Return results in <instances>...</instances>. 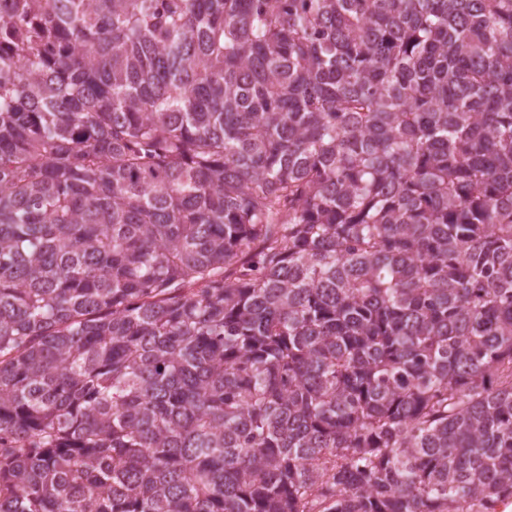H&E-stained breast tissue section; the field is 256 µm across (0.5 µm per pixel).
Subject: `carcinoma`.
Segmentation results:
<instances>
[{"mask_svg":"<svg viewBox=\"0 0 512 512\" xmlns=\"http://www.w3.org/2000/svg\"><path fill=\"white\" fill-rule=\"evenodd\" d=\"M512 500V0H10L0 512Z\"/></svg>","mask_w":512,"mask_h":512,"instance_id":"cac0c4a2","label":"carcinoma"}]
</instances>
